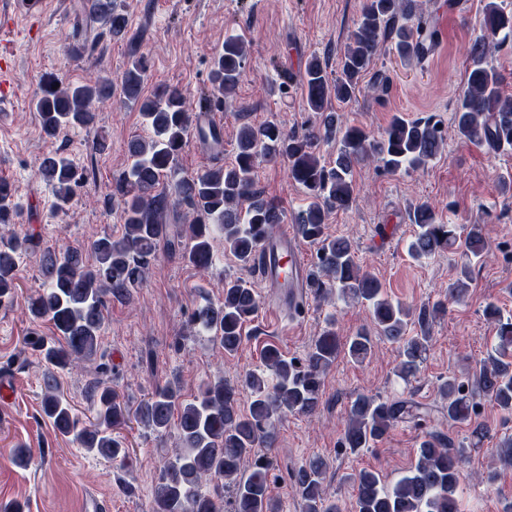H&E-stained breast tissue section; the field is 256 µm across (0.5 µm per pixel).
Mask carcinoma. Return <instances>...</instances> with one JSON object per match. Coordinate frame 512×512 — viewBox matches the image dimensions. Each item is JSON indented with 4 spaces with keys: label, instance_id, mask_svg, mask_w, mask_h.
<instances>
[{
    "label": "carcinoma",
    "instance_id": "carcinoma-1",
    "mask_svg": "<svg viewBox=\"0 0 512 512\" xmlns=\"http://www.w3.org/2000/svg\"><path fill=\"white\" fill-rule=\"evenodd\" d=\"M503 4L504 0H485L482 29L490 38L472 45L473 67L453 117L458 138L491 153L512 147V97L502 94L500 74L486 64L487 56L502 44L498 36L512 38V10H505ZM84 8L90 17L103 22L110 39L126 37L128 14L117 0H86ZM420 16L419 0H365L338 60L336 76L328 75L326 63L317 56L306 64L305 103L308 111L319 115L317 127L297 136L274 121L259 126L245 122L239 128L231 163L181 177L167 186L164 181L175 169L191 132L187 97L173 85H161L152 95H144L148 62L143 55L134 57L121 78V96L125 105L140 112L153 137L130 139L132 165L114 185L124 233L44 255V288L28 298L27 307L33 320L45 319L51 324L55 339L49 341L34 332L28 345L43 351L46 362L60 369L73 356L95 360L106 297L129 295L143 281L162 247L207 270L214 224L224 240V250L244 267L256 265L261 241L272 236L284 215L274 201L256 195L255 169L262 159L282 158L288 163V177L300 184L307 196L296 226L305 240L317 246L311 286L327 296L335 293L353 298L370 311L376 336L364 328L357 331L347 340L345 354L362 363L377 338L397 345V376L406 381L415 376L446 303L438 300L412 308L389 299L378 278L357 261L353 243L327 233L325 218L329 210L346 209L352 203L356 165L373 159L390 171L417 169L446 144L445 130L432 117L408 121L396 116L375 137L363 127L342 125L330 108L333 100L347 102L356 97L360 79L384 43L391 42L403 60L421 59L428 53L437 42V32L425 34L423 28L413 26ZM245 57L241 38L224 40L213 57L209 95L224 97L235 90ZM55 84L59 88H53ZM112 93L108 82L64 84L49 76L40 84L32 106L41 118L44 134L54 137L65 128L92 125L93 102L107 101ZM336 141L340 143L336 158L327 162L319 154V146ZM40 173L54 185L57 208L64 209L82 175L61 153L45 156ZM16 208L12 185L0 180V298L15 288L17 258L26 250L27 238L12 228ZM413 224L416 231L408 253L415 259L432 256L457 242V225L442 223L428 203L415 207ZM486 247L483 225H470L463 262L448 287V299L464 297L471 265L484 257ZM258 308L254 288L241 279H226L222 297L197 308L193 321L213 332L224 353L233 354L243 342L244 325ZM485 315L495 329L491 350L467 379L450 376L438 384L447 402L448 421L483 437L487 430L477 423L480 401L488 400L503 415H512V316H504L493 303L486 306ZM336 336L331 321L300 360L288 357L275 345L266 346L264 369L244 373L251 395L246 412L239 408L236 389L222 377L205 383L191 400L182 397L177 383L166 381L156 385L134 409L112 385L96 378L87 391L93 421L85 425L51 371L44 375L42 409L61 435L73 437L81 448L106 460L127 456L120 429L132 417L160 436L176 427L181 447L161 470L149 512H224L226 491L231 494L233 512H279L270 493L273 463L256 449L273 443L288 415H311L318 410L322 375L336 360ZM426 415L425 408L411 398L383 400L358 394L346 410L340 448L357 455L382 441L396 424L419 423ZM491 452L499 467L481 475L480 483L488 486L497 481L499 471L512 468V436L498 439ZM413 454L408 473L390 486L374 469H362L352 477L357 512H461L464 466L471 449L443 433L430 432ZM327 468L328 461L318 455L296 470L292 489L304 512H343L339 500L325 494ZM204 476L215 481L213 491L201 490Z\"/></svg>",
    "mask_w": 512,
    "mask_h": 512
}]
</instances>
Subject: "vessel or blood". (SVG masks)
<instances>
[{"mask_svg": "<svg viewBox=\"0 0 512 512\" xmlns=\"http://www.w3.org/2000/svg\"><path fill=\"white\" fill-rule=\"evenodd\" d=\"M262 281L272 310L282 305L302 308L307 298L308 269L299 240L289 231L279 230L262 242Z\"/></svg>", "mask_w": 512, "mask_h": 512, "instance_id": "vessel-or-blood-1", "label": "vessel or blood"}]
</instances>
